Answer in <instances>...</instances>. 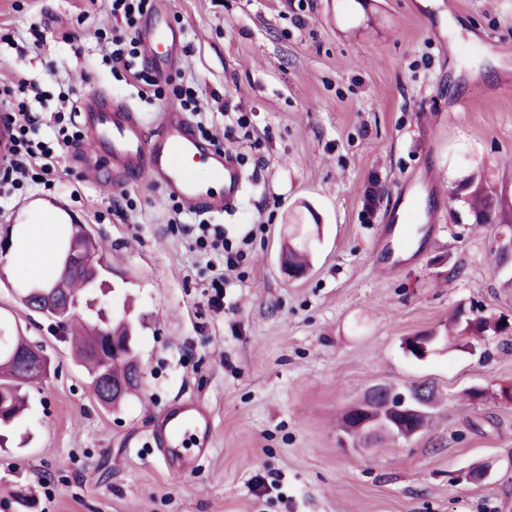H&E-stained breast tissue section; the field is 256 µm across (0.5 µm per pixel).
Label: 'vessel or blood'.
I'll return each instance as SVG.
<instances>
[{
	"instance_id": "obj_1",
	"label": "vessel or blood",
	"mask_w": 512,
	"mask_h": 512,
	"mask_svg": "<svg viewBox=\"0 0 512 512\" xmlns=\"http://www.w3.org/2000/svg\"><path fill=\"white\" fill-rule=\"evenodd\" d=\"M137 37L147 49L146 63L160 77L169 76L185 49V33L171 19L169 0H157ZM79 116L87 139L105 143L107 151L91 158L77 145L71 155L102 185L124 186L145 180L179 199L190 211L221 213L235 207L243 184L235 156L206 148L183 112L167 109L159 134L151 139L145 135L142 116L127 102L104 92L82 100ZM202 163L214 179L223 182V195L213 196L201 189L194 169ZM416 199V192L405 190L403 223H439V212H418ZM157 429L164 438L163 457L184 470L195 468L199 457L213 445V416L193 400L163 410Z\"/></svg>"
}]
</instances>
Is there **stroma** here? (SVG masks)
<instances>
[{"mask_svg": "<svg viewBox=\"0 0 512 512\" xmlns=\"http://www.w3.org/2000/svg\"><path fill=\"white\" fill-rule=\"evenodd\" d=\"M185 29L174 77L193 83L192 121L223 125L244 113L247 133L218 137L244 174L235 212L206 214L225 237L250 234L222 308L193 247L189 213L149 182L103 188L68 149L56 186L13 194L26 231L55 240L34 200H64L99 243L103 279L129 297L138 323L142 379L120 409L99 406L72 333L29 310L21 281L51 282L5 257L0 324L25 328L51 360L27 386L25 443L0 449V512H512V334L478 351L438 348L408 356L405 338L442 331L458 307L512 322V288L496 262L511 246L494 224H475L456 191L467 181L512 194V0H170ZM459 26L451 33L449 24ZM109 0H0V86L34 83L37 123L104 91L149 126L177 101L171 85L145 101L114 73L99 30ZM426 174L445 197L437 227L399 240L403 265L384 264L375 243L410 177ZM385 188L365 203L371 182ZM319 221L320 237L295 245L313 264L281 271L293 222ZM433 382L441 403L410 440L355 448L340 428L371 386ZM483 402L469 400L473 386ZM201 400L214 443L196 471L169 468L155 449L166 407ZM490 469L472 482L470 466Z\"/></svg>", "mask_w": 512, "mask_h": 512, "instance_id": "stroma-1", "label": "stroma"}]
</instances>
